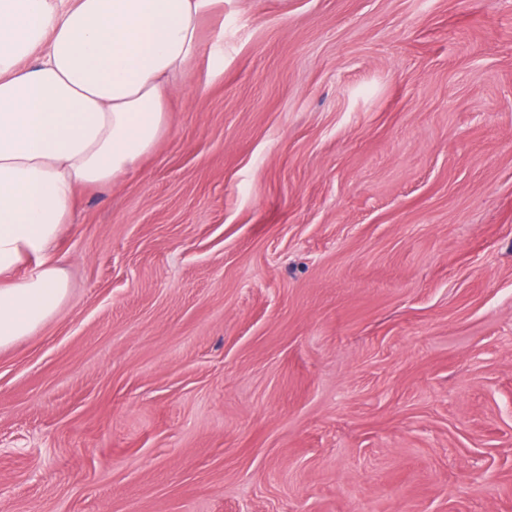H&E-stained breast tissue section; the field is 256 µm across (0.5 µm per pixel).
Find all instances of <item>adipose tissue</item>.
Wrapping results in <instances>:
<instances>
[{
  "label": "adipose tissue",
  "mask_w": 512,
  "mask_h": 512,
  "mask_svg": "<svg viewBox=\"0 0 512 512\" xmlns=\"http://www.w3.org/2000/svg\"><path fill=\"white\" fill-rule=\"evenodd\" d=\"M218 2L0 0V347L60 309L69 281L52 247L77 188L154 149Z\"/></svg>",
  "instance_id": "ef3b65f1"
}]
</instances>
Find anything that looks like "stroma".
Instances as JSON below:
<instances>
[{"instance_id":"obj_1","label":"stroma","mask_w":512,"mask_h":512,"mask_svg":"<svg viewBox=\"0 0 512 512\" xmlns=\"http://www.w3.org/2000/svg\"><path fill=\"white\" fill-rule=\"evenodd\" d=\"M200 43L0 348V512H512V0H224Z\"/></svg>"}]
</instances>
